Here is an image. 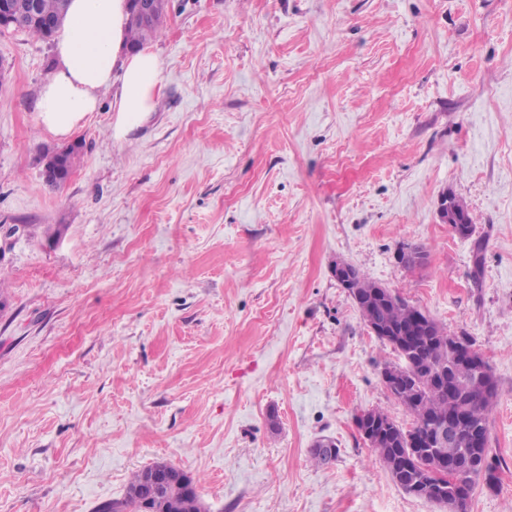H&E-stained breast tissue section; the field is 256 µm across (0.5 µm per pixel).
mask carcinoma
<instances>
[{
  "instance_id": "obj_1",
  "label": "carcinoma",
  "mask_w": 512,
  "mask_h": 512,
  "mask_svg": "<svg viewBox=\"0 0 512 512\" xmlns=\"http://www.w3.org/2000/svg\"><path fill=\"white\" fill-rule=\"evenodd\" d=\"M23 15L21 31L45 40L51 29L63 19L67 0H14ZM165 13L160 12L147 23L130 16L127 26L128 45L141 49L145 43L156 38L162 28ZM379 284L370 281L361 271L350 288L353 299L369 298ZM375 319L396 327L410 326L417 318L430 324L432 335L412 338L409 348L394 347L405 361L400 369L399 382L389 388L394 400L402 405L414 419L411 429L400 427L387 412L371 410L356 417L358 430L365 427V418L373 417L387 424L386 436L374 443L373 449L386 465L392 479L406 492L429 499L439 493L449 494V482L443 486L427 482V473L439 458L449 456L459 462L457 481L472 487L474 479L484 477L487 486L497 482L496 467L490 456V446L475 449L465 438L454 439L447 446L433 451L429 448L409 446L407 438L425 440L434 433L440 421L461 415L466 423L489 431L488 414L498 395L494 375H488L490 388L487 392L477 390L478 378L475 369L456 361L453 357L454 341L471 343L464 333H448L434 318L408 304L395 292H390L389 301L374 303ZM149 468L135 472L123 498L98 504L94 512H154L155 503L144 481ZM175 476L162 490L160 512H202V504L196 486L199 478L173 468Z\"/></svg>"
}]
</instances>
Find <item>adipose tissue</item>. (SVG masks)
I'll return each mask as SVG.
<instances>
[{
	"instance_id": "obj_1",
	"label": "adipose tissue",
	"mask_w": 512,
	"mask_h": 512,
	"mask_svg": "<svg viewBox=\"0 0 512 512\" xmlns=\"http://www.w3.org/2000/svg\"><path fill=\"white\" fill-rule=\"evenodd\" d=\"M126 0H70L56 29L55 64L36 103L40 125L57 136L70 135L83 117L97 111L100 93L120 78L115 101L119 121L138 125L154 111L163 83L157 55L125 45Z\"/></svg>"
}]
</instances>
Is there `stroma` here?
<instances>
[{
	"mask_svg": "<svg viewBox=\"0 0 512 512\" xmlns=\"http://www.w3.org/2000/svg\"><path fill=\"white\" fill-rule=\"evenodd\" d=\"M146 48L154 111L117 132L103 91L52 189L54 43L0 32V512H93L157 462L206 512H442L356 427L412 418L339 260L484 355L498 481L469 512H507L512 0H168ZM448 191L471 239L438 217ZM407 245L424 266L398 264Z\"/></svg>",
	"mask_w": 512,
	"mask_h": 512,
	"instance_id": "stroma-1",
	"label": "stroma"
}]
</instances>
